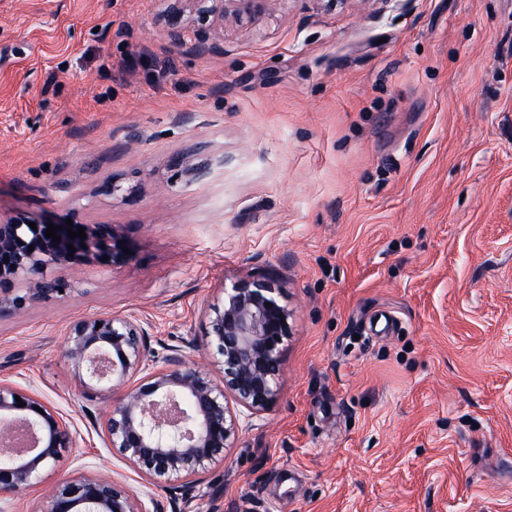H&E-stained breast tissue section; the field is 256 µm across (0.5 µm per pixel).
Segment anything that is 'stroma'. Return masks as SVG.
<instances>
[{"label": "stroma", "instance_id": "stroma-1", "mask_svg": "<svg viewBox=\"0 0 512 512\" xmlns=\"http://www.w3.org/2000/svg\"><path fill=\"white\" fill-rule=\"evenodd\" d=\"M169 5L0 0V213L127 251L0 319V380L75 437L9 512L101 471L188 512H512V0H276L202 56ZM260 277L291 312L275 402L235 407L191 489L139 475L69 325L132 315L156 360L196 359L210 304Z\"/></svg>", "mask_w": 512, "mask_h": 512}]
</instances>
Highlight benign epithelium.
<instances>
[{
    "mask_svg": "<svg viewBox=\"0 0 512 512\" xmlns=\"http://www.w3.org/2000/svg\"><path fill=\"white\" fill-rule=\"evenodd\" d=\"M187 2L198 5V24L176 18L169 39L206 54L224 52L225 20L259 21L275 0ZM29 223L26 217L0 215V318L20 313L32 301L61 298L70 291L66 282L47 277L52 265L72 267L95 260L113 266L123 261L110 224L68 226L63 220H43L33 229ZM51 223L60 236L56 242L46 234ZM80 227L86 238H69L67 229ZM20 283L27 287H18ZM278 294L279 289L262 278L224 290L222 300L207 312L202 359L172 348L163 366L132 386L125 379L151 361L140 321L100 313L74 323L66 332L63 357L83 389L112 388V405L105 415L110 448L155 480H188L223 456L238 429L229 400L257 413L278 396L290 317ZM211 359L222 366L220 383L207 367ZM71 447L70 426L57 411L0 380V502L25 496L42 470L55 465ZM46 499L44 512H148L128 489L104 475L64 479L48 490Z\"/></svg>",
    "mask_w": 512,
    "mask_h": 512,
    "instance_id": "obj_1",
    "label": "benign epithelium"
}]
</instances>
